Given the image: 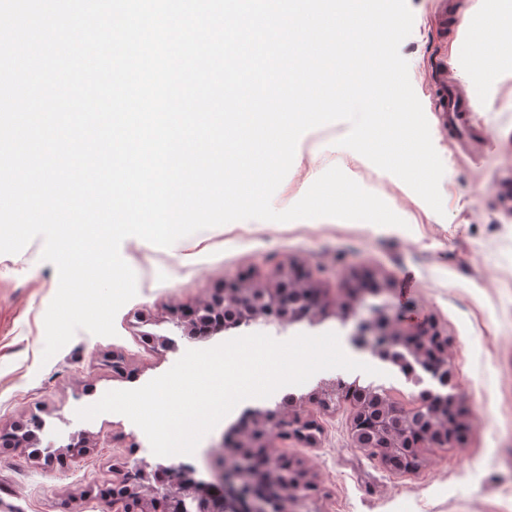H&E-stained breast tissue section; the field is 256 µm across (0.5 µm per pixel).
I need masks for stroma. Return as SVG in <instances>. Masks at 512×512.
<instances>
[{
	"mask_svg": "<svg viewBox=\"0 0 512 512\" xmlns=\"http://www.w3.org/2000/svg\"><path fill=\"white\" fill-rule=\"evenodd\" d=\"M414 15L400 54L430 126L444 175L443 213L421 207L408 186L389 179L365 157L330 151L345 136L344 121L308 131L300 143L303 162L291 167L274 193L275 210L290 208L308 174L336 166L382 198L409 228L375 224H299L239 220L191 234L160 248L123 241L122 258L138 275L137 294L117 313L114 336L77 331L50 360H43L44 315L58 289L56 267L42 260V238L21 252L0 254V434L45 421L37 443L0 445V505L8 512H112L110 491L120 467L160 464L143 431L127 417L103 413L77 419L76 411L110 390L134 389L167 372L189 349H207L237 337L221 331L207 340L184 336L173 307H192L236 281L271 285L282 264L305 266L311 282L331 304L345 299L353 272L388 288V302L406 316H431L448 338V357L465 399L464 428L453 447L427 448L424 462L406 474L353 448L349 407L321 413L320 446L271 439L270 451L303 468L315 488L298 512H512V73L498 84L492 108L474 112L475 139L463 145L435 108L429 80L435 56L447 62L459 92L457 24L462 13L483 14L490 0H448V23H439L438 0H407ZM352 322L328 314L313 324L279 328L255 323L254 332L285 341L300 334L338 333L345 353L375 367V374L342 369L315 374L291 387L297 398L329 382L368 384L410 401L431 379L415 384L397 366L352 342ZM122 355L115 373L106 356ZM87 452L66 447L72 434ZM52 448L53 463L42 451Z\"/></svg>",
	"mask_w": 512,
	"mask_h": 512,
	"instance_id": "stroma-1",
	"label": "stroma"
}]
</instances>
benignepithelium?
I'll return each mask as SVG.
<instances>
[{
    "label": "benign epithelium",
    "instance_id": "1",
    "mask_svg": "<svg viewBox=\"0 0 512 512\" xmlns=\"http://www.w3.org/2000/svg\"><path fill=\"white\" fill-rule=\"evenodd\" d=\"M272 279V286L266 288L226 282L210 300L176 316V320L187 324V335L192 338L197 336L199 316L205 309L220 313L219 331L228 321L243 324L267 316L287 326L306 318L318 319L328 312L331 303L321 289L297 271L280 266ZM385 292L387 289L379 285L349 290L356 305L348 307L347 315L355 318L356 339L390 363L399 364V354L412 353L441 387L452 388L448 339L429 317L407 323L404 317L391 313L386 302H367V298H379ZM461 402L462 396L454 390L442 397L424 389L407 403L380 394L377 404L369 407L354 398L353 390L334 382L305 401L287 402L251 419L236 437L225 442L229 451L218 453L211 467V486L205 488L189 474L161 465L156 474L163 479L146 489L145 475L128 469L121 485L134 484L130 492L138 506L128 507V496H117L115 501L122 504V512H191L200 499L205 500L207 512H272L273 505L278 512H295L293 506L308 498L311 486L302 472L293 469L288 484L277 481L284 459L262 454L259 449L268 447L273 436L295 440L306 448L318 447V424L310 407L327 411L335 403L348 404L353 447L384 465L412 472L421 465V449L453 445Z\"/></svg>",
    "mask_w": 512,
    "mask_h": 512
}]
</instances>
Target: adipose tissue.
<instances>
[{"label":"adipose tissue","mask_w":512,"mask_h":512,"mask_svg":"<svg viewBox=\"0 0 512 512\" xmlns=\"http://www.w3.org/2000/svg\"><path fill=\"white\" fill-rule=\"evenodd\" d=\"M511 25L512 14L500 11H489L478 17L467 16L462 20V29L474 32L475 39L461 50L468 64L460 70L459 77L479 107L485 108L492 104L500 76L512 71L511 55L499 52L488 58L481 46L489 42L492 33Z\"/></svg>","instance_id":"ef3b65f1"}]
</instances>
